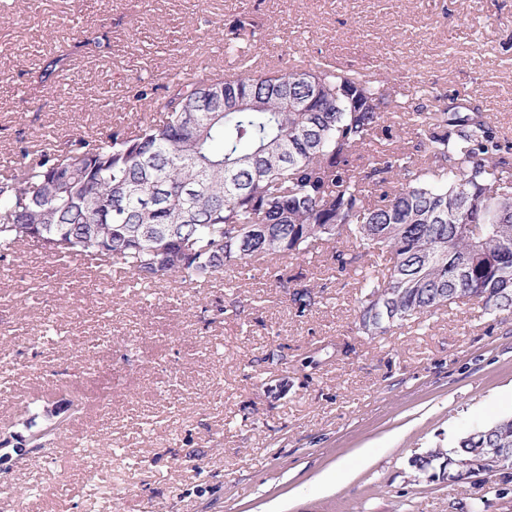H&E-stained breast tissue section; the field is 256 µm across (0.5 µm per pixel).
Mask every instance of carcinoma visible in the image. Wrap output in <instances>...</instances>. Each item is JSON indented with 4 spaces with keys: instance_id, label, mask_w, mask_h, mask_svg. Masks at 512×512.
Returning <instances> with one entry per match:
<instances>
[{
    "instance_id": "cac0c4a2",
    "label": "carcinoma",
    "mask_w": 512,
    "mask_h": 512,
    "mask_svg": "<svg viewBox=\"0 0 512 512\" xmlns=\"http://www.w3.org/2000/svg\"><path fill=\"white\" fill-rule=\"evenodd\" d=\"M81 48L95 56L111 43L96 36ZM167 90L159 99L139 87L151 114L95 144L76 139L36 159L21 150L0 175V251L31 243L56 260L119 265L149 287L208 282L229 265L284 266L331 246L336 271L358 276L357 323L371 336L452 304L512 309V161L483 113H409L425 145L419 161L373 148L403 102L364 74L245 62L232 76L175 73ZM400 172L410 179L392 184ZM376 251L384 267L362 273ZM294 280L303 312L315 295L303 273ZM60 426L37 412L27 435L0 448H43ZM481 431L485 447L512 451V417ZM474 450L464 435L446 457L414 466L433 471Z\"/></svg>"
}]
</instances>
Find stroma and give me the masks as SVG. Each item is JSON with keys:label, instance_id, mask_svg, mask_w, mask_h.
<instances>
[{"label": "stroma", "instance_id": "35a3bbf8", "mask_svg": "<svg viewBox=\"0 0 512 512\" xmlns=\"http://www.w3.org/2000/svg\"><path fill=\"white\" fill-rule=\"evenodd\" d=\"M242 19L259 64L480 107L512 155V0H0V169L133 123L140 81L161 97L169 74L224 71ZM103 32L110 52L40 81ZM330 256L288 261L317 297L301 312L264 264L144 289L33 245L0 254V438L26 403H73L46 447L0 460V512H512L498 478L411 465L512 415V312L451 305L367 336Z\"/></svg>", "mask_w": 512, "mask_h": 512}]
</instances>
